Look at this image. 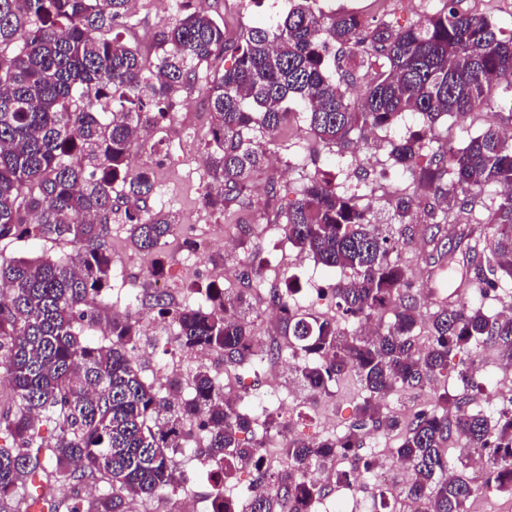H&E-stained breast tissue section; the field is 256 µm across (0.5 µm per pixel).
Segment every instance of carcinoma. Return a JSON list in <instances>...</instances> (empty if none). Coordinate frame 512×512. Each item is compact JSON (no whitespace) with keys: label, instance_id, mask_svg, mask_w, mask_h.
<instances>
[{"label":"carcinoma","instance_id":"cac0c4a2","mask_svg":"<svg viewBox=\"0 0 512 512\" xmlns=\"http://www.w3.org/2000/svg\"><path fill=\"white\" fill-rule=\"evenodd\" d=\"M458 2L440 0L419 24L395 29L295 0L284 18L252 26L232 43L207 12L195 10L160 33L149 65L114 32L130 0H0V242L32 238L76 247L68 258L0 262V372L15 398V409L0 413V512H32L34 479L46 512H140L142 500L178 490L176 457L193 442L188 424L205 436L195 459L217 476L209 512H315L325 487L306 475L357 454L374 434L396 438V455L412 473L401 493L423 502L425 512H467L480 493L512 492V394L499 396L488 416L468 393L476 367L458 373L461 393H449L446 384L455 352L489 345L512 364V304L490 313L460 297L443 301L431 314L430 343L419 346L424 296L397 256L402 243L371 224L357 196L337 192L325 176L310 181L275 220L300 251L351 272L332 294L341 318L392 319L363 335L299 317L287 304L297 291L292 279L271 289L269 302L279 305L304 387L328 395L344 373L359 377L365 396L347 430L289 440L288 469L275 471L256 451L283 427L278 413L265 415L250 446L239 439L255 432L243 399L226 397L224 382L207 369L196 371L190 396L180 399L143 377L132 355L139 334L132 317L112 319L105 343L82 337L105 302L115 196L143 202L154 187L149 172L129 169V155L142 131L167 116L194 66L223 53L233 64L209 88L208 207L225 211L244 197L247 175L264 157L254 133L278 132L292 102L303 106L315 141L339 150L355 135L419 114L428 127L389 142V156L412 188L394 198L399 223H413L416 191L432 192L444 204L427 211L423 227L434 282L443 280L444 259L455 253L441 235L454 220L463 222L460 238L467 240L459 287L476 283L487 296L512 283V129L490 120L461 147L433 146L442 117L495 103L512 111V101L497 96L512 89V36L483 14L460 11ZM362 70L371 75L353 101L344 86ZM488 187L498 193L482 219L474 206ZM126 222L145 250L159 248L172 230L167 219L146 218L141 208L126 212ZM485 224L494 226L492 235L482 233ZM199 293V303L177 310L165 293L153 296L158 313L171 318L181 351L218 352L250 365L281 356V344L253 335L244 316L248 292L213 281ZM442 380L432 405L407 422L382 403ZM41 422L50 434L42 435ZM451 448L462 470L450 474ZM476 457L485 463L480 483L464 474ZM376 465L369 456L336 472V482L355 493ZM240 469L252 475L241 503L224 494V479ZM62 479L73 487L66 501L55 496ZM88 486L103 491L85 495Z\"/></svg>","mask_w":512,"mask_h":512}]
</instances>
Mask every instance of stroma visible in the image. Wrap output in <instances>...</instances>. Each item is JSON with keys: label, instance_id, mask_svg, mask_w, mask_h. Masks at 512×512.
<instances>
[{"label": "stroma", "instance_id": "stroma-1", "mask_svg": "<svg viewBox=\"0 0 512 512\" xmlns=\"http://www.w3.org/2000/svg\"><path fill=\"white\" fill-rule=\"evenodd\" d=\"M182 0H137V8L120 20L117 30L125 41L137 46L145 60H154L158 52V39L164 27L179 17ZM390 8H381L377 0H361L363 18L369 23L390 22L398 28L415 24L433 9L432 4L419 0H390ZM352 0H327L329 10L349 11ZM291 0H207L206 11L224 28L227 39H237L249 27L282 18L291 8ZM230 55L213 56L195 71L192 84L186 85L173 100L170 120L151 127L146 143L135 148L130 156L134 170L151 169L154 188L147 201L149 214L169 216L175 225L186 226L181 235H171L167 244L158 252L139 249L129 238L127 227L111 224L107 242L111 253L107 302L112 315L126 316L134 297L156 292L157 281H164L165 293L178 306L195 305L200 288L206 287L211 278L196 272L186 258L189 235L209 236L223 234L235 241L232 250L223 252V268L233 269L230 277L220 278L224 288H251V307L248 319L255 335L266 340L280 339L277 320L264 317L265 297L269 289L280 287L284 278L296 276L300 284L317 282L325 289H333L347 280L340 269L327 268L314 261L288 243L285 236H276L266 230L262 213L286 211L300 198L305 186L316 176L335 175L340 189L357 194L359 202L369 208L372 223L390 226L393 233L403 229L393 216L388 200L405 187L400 177L384 178L383 169L388 162L389 141L405 135L407 130L423 126L421 116L404 115L397 124L386 130L376 131L375 143L354 148L343 154L336 148L315 143L307 130L304 114L297 113L289 126L276 137L258 135L257 140L268 154L280 155L286 162L285 170H274L270 163H263L251 172L248 203L236 206L232 212L223 213L204 204V194L209 185L207 168L200 160L207 152V131L212 123L207 99L197 97L195 88L210 84L213 77L230 67ZM501 126L512 127V112L508 109H483L469 113L465 118L448 117L438 121L435 137L442 142H461L478 132L488 120ZM162 267L161 276H154L155 267ZM250 272V280H242L243 272ZM136 320L140 328L137 361L143 376L167 383L171 370H178L185 377H192L197 366H207L217 377L223 378L225 391L248 399L264 395L267 378L262 370L248 366L225 364L217 353L203 356H186L179 367H172L171 336L174 327L170 321L158 317L150 304L139 306ZM475 364L479 371L475 381L481 387L478 402L495 397L500 391L512 387V371H504L496 349L486 347L478 351ZM294 360L290 354L281 357L282 387L271 408L277 409L287 427L286 433H271L265 440L266 447H283L287 438L313 439L332 432H341L353 420L355 407L363 390L354 374L342 375L333 387L332 396L316 395L305 390L292 370ZM182 474L180 491L170 494L164 503L144 502L141 512H155L164 507L165 512H181L184 500L192 499L200 512L209 508L212 484L198 461L179 458Z\"/></svg>", "mask_w": 512, "mask_h": 512}]
</instances>
